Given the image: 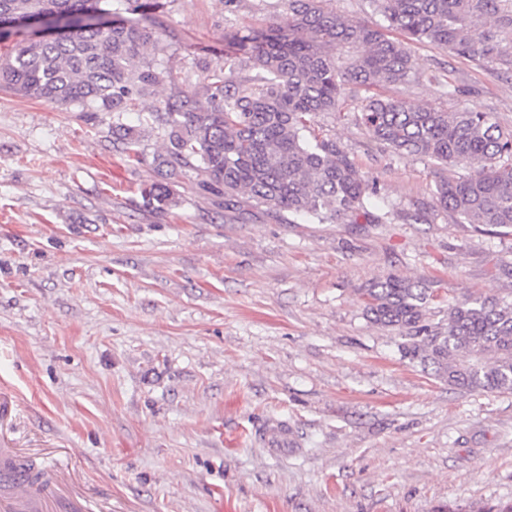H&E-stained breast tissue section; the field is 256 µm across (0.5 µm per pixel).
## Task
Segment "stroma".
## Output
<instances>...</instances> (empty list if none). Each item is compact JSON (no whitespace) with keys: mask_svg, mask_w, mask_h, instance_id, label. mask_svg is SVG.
I'll return each mask as SVG.
<instances>
[{"mask_svg":"<svg viewBox=\"0 0 512 512\" xmlns=\"http://www.w3.org/2000/svg\"><path fill=\"white\" fill-rule=\"evenodd\" d=\"M279 0H164L166 78L125 113L142 162L112 142V115L0 89V441L64 467L89 512H485L512 501V392L448 387L404 360L397 331L364 314L363 288L434 281L432 322L453 298L512 297V232L449 212L415 222L441 170L375 143L362 94L314 128L381 191L388 224H321L228 210L195 173L169 200L160 130L143 120L231 35L266 27ZM416 81L383 88L415 107L493 113L512 129V75L424 44ZM445 75L454 89L429 83ZM279 422L288 443L261 432Z\"/></svg>","mask_w":512,"mask_h":512,"instance_id":"stroma-1","label":"stroma"}]
</instances>
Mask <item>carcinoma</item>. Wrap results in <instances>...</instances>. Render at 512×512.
Returning <instances> with one entry per match:
<instances>
[{
	"label": "carcinoma",
	"mask_w": 512,
	"mask_h": 512,
	"mask_svg": "<svg viewBox=\"0 0 512 512\" xmlns=\"http://www.w3.org/2000/svg\"><path fill=\"white\" fill-rule=\"evenodd\" d=\"M266 29L232 35L224 64L199 85L149 113L164 133L160 166L166 181L145 197L166 200L169 179L192 171L224 196V208L246 201L280 217L320 224H385L394 211H372L375 177L336 140L311 130V118L341 112L349 94L413 78L412 47L429 43L454 55L512 73V0H368L384 24L341 17L327 0H280ZM160 0H0V40L47 20L97 22L73 31L31 35L0 58V86L85 112L112 113V137L129 160L142 158L140 135L122 123L140 97L164 80L148 47L165 50L156 29ZM401 37L394 38L390 32ZM248 63L255 75L237 79ZM371 138L396 154L470 173L436 182L425 221L451 211L469 224L512 229V131L491 112L414 108L374 94L362 104ZM433 283L391 274L364 289L371 322L398 331L401 357L453 388L512 392V301L466 298L448 305V322L429 320Z\"/></svg>",
	"instance_id": "1"
}]
</instances>
